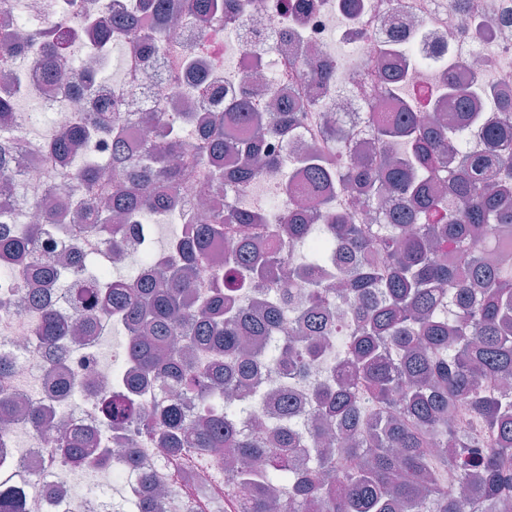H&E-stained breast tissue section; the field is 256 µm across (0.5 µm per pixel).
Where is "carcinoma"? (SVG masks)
I'll list each match as a JSON object with an SVG mask.
<instances>
[{
  "label": "carcinoma",
  "instance_id": "cac0c4a2",
  "mask_svg": "<svg viewBox=\"0 0 512 512\" xmlns=\"http://www.w3.org/2000/svg\"><path fill=\"white\" fill-rule=\"evenodd\" d=\"M68 2L84 11L99 46L132 39L146 59L171 17L165 0H143L135 16L102 15L92 0ZM183 7L203 25L217 16L233 22L245 0H183ZM65 40L53 26L26 40L0 34V57L36 41L57 75ZM310 78L318 92L336 82V61L314 63ZM403 78L385 71L387 97ZM76 92L93 111L53 133L47 149L67 157L110 134L125 172L110 185L91 164L61 173L51 188L73 194L68 208L21 235L0 232V266L10 273L33 249L49 246V224L69 236L79 222L118 249L137 218L172 208L185 182L202 180L213 200L223 186L277 171L283 161L263 151L265 139L307 119L302 101L261 112L247 97L233 100L230 111L209 113L204 150L186 163L175 121L145 112L154 139L133 157L124 95L103 96L91 74ZM448 110L447 125L407 109L373 112L368 132L389 150L357 160L341 152L296 159L302 193L314 206L288 210L282 235L307 249L300 256L253 245L249 232L261 229L263 208L216 203L188 214L195 235L175 239L171 256L145 255L131 281L87 265L76 245L59 267L28 269L52 285L73 274L87 283L78 303L92 310L105 300L123 317L130 369L124 394L99 399L103 421L156 438L171 456L215 448L232 456L229 502L211 503V512H231V502L237 512H306L311 505L318 512H512V393L489 389L512 378V153L502 151L512 142V109L484 121L471 92L451 80ZM16 119L12 99L1 97L0 129ZM8 153L0 143V224L14 187ZM230 234L239 235L236 247L217 263L207 302L192 307L196 263ZM340 299L347 316L333 325L328 312ZM40 307L38 341L49 350L77 326L85 336L96 329L90 313ZM200 346L215 356L209 368L191 356ZM332 348L334 363L309 386L314 414L306 424L297 426L289 389L270 398L250 391L258 365L298 377ZM158 375L174 383L176 395L143 416L132 396ZM261 407L276 426L271 447L262 433L243 429ZM18 414L13 396L0 391V420ZM54 452L74 467L106 460L78 434H60ZM447 472L457 488L448 487ZM0 512H29L26 489L8 478H0Z\"/></svg>",
  "mask_w": 512,
  "mask_h": 512
}]
</instances>
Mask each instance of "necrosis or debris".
Instances as JSON below:
<instances>
[{
	"label": "necrosis or debris",
	"mask_w": 512,
	"mask_h": 512,
	"mask_svg": "<svg viewBox=\"0 0 512 512\" xmlns=\"http://www.w3.org/2000/svg\"><path fill=\"white\" fill-rule=\"evenodd\" d=\"M505 0H469L460 7L457 0H358L354 13H347L342 0H247L244 16L227 24L214 20L200 27L184 9H176L177 21L162 34L159 50L149 63H142L131 40L113 43L120 59L113 82L100 83L102 92L124 86L132 118L144 112H174L175 102L195 92L199 81H216L234 91L249 89L254 97L291 96L311 103L317 115L331 113L336 121L353 131L351 153L370 151L372 141L365 130V116L380 112L388 102L380 92L384 65L403 68L407 82L395 98L398 104L428 118L445 119L441 108L445 94L444 75L453 72L457 81L476 92L478 111L495 117L501 99H512V80L501 71L503 61L512 58V28L486 37L480 32L499 14ZM36 19L38 27L51 24L79 31L76 13L65 9L42 10L36 0H14L10 10L0 13V33H10ZM399 25L406 41L393 42L389 29ZM354 33L358 59L339 58L335 31ZM440 44L443 54L432 53ZM332 58L340 75L337 86L326 88L321 100H314L307 78L314 58ZM10 69L17 79L12 97L18 120L8 133L12 143L11 167L20 184L11 231L34 223L40 211L55 207L45 192L50 166L79 168L83 162L104 166L106 178L116 171L109 165L110 154L102 145L79 151L63 160L45 153L44 138L29 127L35 111L51 115V128L58 131L78 122L83 107L65 84L54 82L39 45H32ZM267 149L275 155L311 153L335 154L316 118L298 128L290 137L271 138ZM168 213L155 215L139 236L128 238L122 250L129 268L139 267L144 253L160 252L161 229ZM0 295L11 296L12 312L0 315V339L4 340L13 371L0 387L23 402L39 403L49 411L40 430L25 423L0 425V475L24 482L32 499L31 512H138L139 489L144 476L165 488L166 494L154 512H201L198 491L223 500L230 493L224 479V462L170 460L160 448L141 445L139 463L130 467L119 460L92 465L89 476L98 484L97 493L75 494L77 472L53 453V440L69 429H91L92 447H112V431L97 414L98 395L86 389L81 403L71 395L53 393L46 378L44 360L35 336L39 310L29 302L21 272L0 276ZM103 334L86 336L66 344L67 367L80 370L91 382L113 380L111 360L100 354Z\"/></svg>",
	"instance_id": "obj_1"
}]
</instances>
